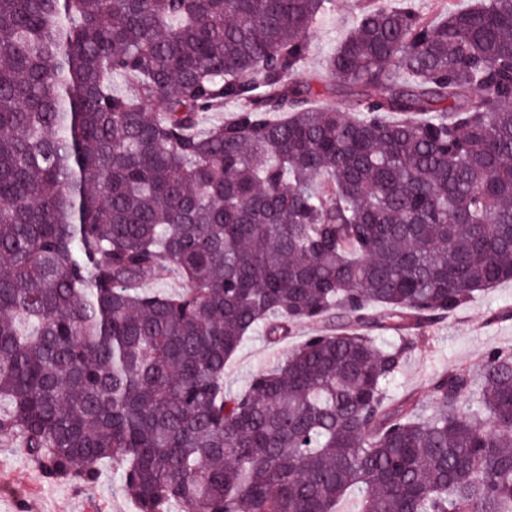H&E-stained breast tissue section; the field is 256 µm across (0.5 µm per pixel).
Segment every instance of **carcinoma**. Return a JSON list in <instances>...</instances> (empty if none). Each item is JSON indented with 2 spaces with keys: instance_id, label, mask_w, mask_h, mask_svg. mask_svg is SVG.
<instances>
[{
  "instance_id": "carcinoma-1",
  "label": "carcinoma",
  "mask_w": 512,
  "mask_h": 512,
  "mask_svg": "<svg viewBox=\"0 0 512 512\" xmlns=\"http://www.w3.org/2000/svg\"><path fill=\"white\" fill-rule=\"evenodd\" d=\"M328 5L0 0V440L47 480L115 460L138 512H512L511 350L387 394L403 332L512 280V0H364L327 68L350 111L293 79ZM306 322L224 387L249 334ZM316 333V326L304 323L296 327L287 340L273 344L266 340L261 330L248 337L236 356L224 368V383L233 390L247 386L251 377L301 343L306 336Z\"/></svg>"
}]
</instances>
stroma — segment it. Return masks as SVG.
I'll return each mask as SVG.
<instances>
[{
    "label": "stroma",
    "mask_w": 512,
    "mask_h": 512,
    "mask_svg": "<svg viewBox=\"0 0 512 512\" xmlns=\"http://www.w3.org/2000/svg\"><path fill=\"white\" fill-rule=\"evenodd\" d=\"M359 15V0H332L310 32L304 74L324 73L329 58L348 36ZM314 325L296 327L287 340L273 344L262 332L248 337L224 368V383L240 390L251 377L314 334ZM512 349V281L487 289L439 324L414 337L401 372L389 385L391 397L424 389L434 375L476 369L486 353ZM0 512H136L116 463L101 467L95 487L66 480L48 481L38 466L15 448H0Z\"/></svg>",
    "instance_id": "35a3bbf8"
}]
</instances>
